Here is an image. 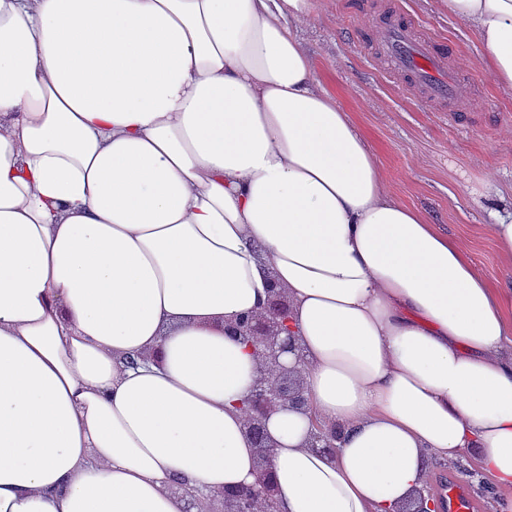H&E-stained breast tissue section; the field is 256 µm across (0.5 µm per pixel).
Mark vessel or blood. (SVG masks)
<instances>
[{
	"instance_id": "obj_1",
	"label": "vessel or blood",
	"mask_w": 512,
	"mask_h": 512,
	"mask_svg": "<svg viewBox=\"0 0 512 512\" xmlns=\"http://www.w3.org/2000/svg\"><path fill=\"white\" fill-rule=\"evenodd\" d=\"M379 39L392 62L393 76H412L428 98L445 101L465 93V85L448 66L444 43L416 31L412 23L399 21L386 24ZM443 497L448 512H473L474 498L466 484L449 480Z\"/></svg>"
}]
</instances>
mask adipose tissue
<instances>
[{
	"label": "adipose tissue",
	"instance_id": "ef3b65f1",
	"mask_svg": "<svg viewBox=\"0 0 512 512\" xmlns=\"http://www.w3.org/2000/svg\"><path fill=\"white\" fill-rule=\"evenodd\" d=\"M512 87V0H438ZM310 0H0V512H187L256 483L286 290L279 512H398L472 453L512 512V280L392 196L294 30ZM333 452L311 447L315 426ZM288 298L281 288L272 287L263 311L249 314L229 325L231 335L255 346L267 374L274 376L270 383L266 377L254 385L248 399L247 432L260 451L263 478L252 485H239L210 495L207 512H255L260 502L263 512H278V489L268 470L270 444L266 422L271 410L278 406L301 410L306 405L299 363L300 346L288 331ZM284 334V336H283ZM295 356L292 366L284 363L286 354ZM220 506V508H216ZM216 508V509H215Z\"/></svg>",
	"mask_w": 512,
	"mask_h": 512
}]
</instances>
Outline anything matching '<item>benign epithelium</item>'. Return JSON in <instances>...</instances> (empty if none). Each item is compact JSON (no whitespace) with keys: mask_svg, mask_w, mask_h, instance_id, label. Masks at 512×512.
<instances>
[{"mask_svg":"<svg viewBox=\"0 0 512 512\" xmlns=\"http://www.w3.org/2000/svg\"><path fill=\"white\" fill-rule=\"evenodd\" d=\"M288 308L287 293L272 287L263 311L243 316L228 327L233 337L257 348L265 371L274 377V382L265 377L256 382L248 399L246 416L247 432L260 451L263 478L252 485L213 493L207 512H255L258 503L262 504L263 512H278V489L268 470L271 444L266 422L275 407L301 410L306 405L299 368L300 346L288 331ZM288 353L295 356L292 366L282 360ZM334 439L336 433L327 432L321 426L311 433L312 447L328 452L334 449Z\"/></svg>","mask_w":512,"mask_h":512,"instance_id":"benign-epithelium-1","label":"benign epithelium"}]
</instances>
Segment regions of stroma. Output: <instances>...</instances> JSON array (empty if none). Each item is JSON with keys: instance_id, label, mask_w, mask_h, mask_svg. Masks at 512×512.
<instances>
[{"instance_id": "obj_1", "label": "stroma", "mask_w": 512, "mask_h": 512, "mask_svg": "<svg viewBox=\"0 0 512 512\" xmlns=\"http://www.w3.org/2000/svg\"><path fill=\"white\" fill-rule=\"evenodd\" d=\"M295 34L316 62L320 89L362 129L395 197L425 214L496 283L512 279L486 226L493 210L512 208V88L485 68L473 29L440 11L436 0H312ZM450 41L448 65L470 92L431 102L390 76L377 33L384 12Z\"/></svg>"}]
</instances>
